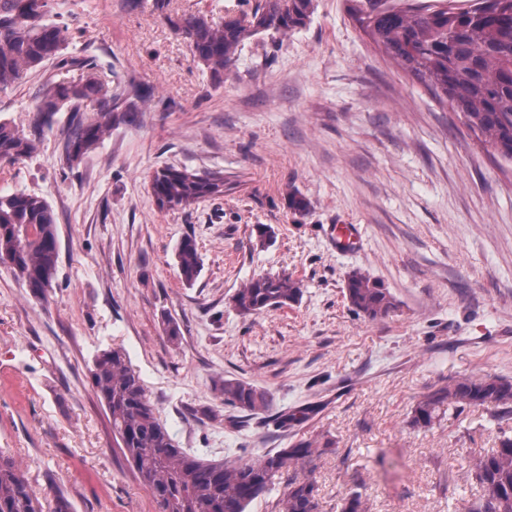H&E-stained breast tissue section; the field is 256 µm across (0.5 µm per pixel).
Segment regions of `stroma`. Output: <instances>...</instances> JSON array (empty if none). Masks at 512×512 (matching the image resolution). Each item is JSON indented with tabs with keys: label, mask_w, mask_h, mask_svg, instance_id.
Wrapping results in <instances>:
<instances>
[{
	"label": "stroma",
	"mask_w": 512,
	"mask_h": 512,
	"mask_svg": "<svg viewBox=\"0 0 512 512\" xmlns=\"http://www.w3.org/2000/svg\"><path fill=\"white\" fill-rule=\"evenodd\" d=\"M249 0H59L73 65L47 64L0 89V118L32 127L43 81L87 71L115 97L147 90L76 170L57 113L0 191L53 209L54 286L38 299L0 266V448L46 512H156L92 389L98 350L123 348L176 447L213 460L253 458L302 437L335 448L313 461L322 512L359 488L369 512H467L470 460L512 418L494 406L409 423L422 395L450 382L512 380V162L493 155L351 20L345 0H315L307 25L245 41L221 78L193 62L176 21L249 11ZM224 174L223 195L158 209L156 170ZM307 203L289 208V196ZM357 225L358 248H336ZM274 236L260 242L256 228ZM192 236L201 272L185 284L175 248ZM381 281L385 317L356 313L349 274ZM288 273L303 295L244 315L232 296ZM176 322L179 342L165 328ZM236 378L268 391L269 413L225 404ZM305 411L297 425L282 414Z\"/></svg>",
	"instance_id": "stroma-1"
}]
</instances>
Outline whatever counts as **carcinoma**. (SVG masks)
Here are the masks:
<instances>
[{
	"label": "carcinoma",
	"instance_id": "carcinoma-1",
	"mask_svg": "<svg viewBox=\"0 0 512 512\" xmlns=\"http://www.w3.org/2000/svg\"><path fill=\"white\" fill-rule=\"evenodd\" d=\"M354 22L417 83L430 89L482 142L512 161V0H346ZM313 0H256L240 18L218 25L203 15L184 20L181 31L193 59L211 74H224L243 41L261 32L288 33L304 27ZM52 13V0H0V88L23 80L52 61L69 65L64 50L72 39L69 25ZM141 91L122 102L111 101L109 87L90 73L81 82L43 83L36 107L41 124L63 110L78 112L87 101L112 107L78 119L64 143L69 168L95 151L109 132L114 113L136 112ZM35 146L24 130L0 119V161L16 163ZM160 209L191 207L224 193V177L164 168L151 180ZM59 257L56 218L47 200L35 193H0V260L8 261L13 278L39 298L46 297L45 273H57ZM176 265L183 282L193 283L201 271L196 241L178 244ZM302 282L288 273L265 275L244 284L232 297L243 314L282 308L297 302ZM345 296L354 310L376 320L395 307L384 285L362 272L349 276ZM91 383L111 416L112 434L139 482L149 491L156 512H248L270 490L277 475L291 474L278 512H321L313 459L335 445L299 439L273 454L244 461H210L174 445L147 398L139 376L119 347L96 353ZM224 401L252 415L271 410V394L252 384L226 378ZM492 404L512 415V380L503 377L465 379L423 395L411 410L410 425L429 429L445 409ZM479 489L469 512H512V435L500 432L496 446L470 461ZM0 512H43L25 473L0 450ZM340 512H367L356 488L346 491Z\"/></svg>",
	"mask_w": 512,
	"mask_h": 512
}]
</instances>
